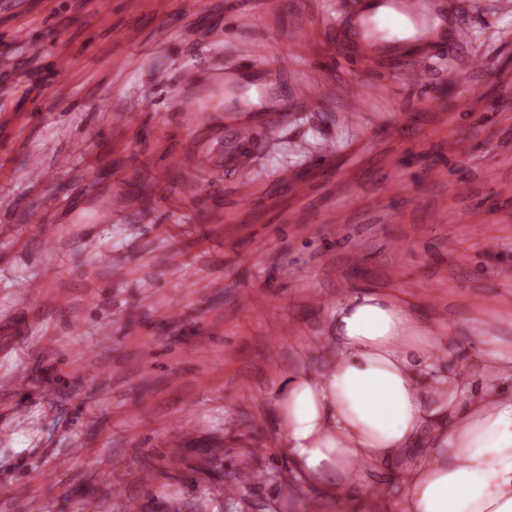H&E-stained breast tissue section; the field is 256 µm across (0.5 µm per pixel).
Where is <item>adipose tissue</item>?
<instances>
[{
    "mask_svg": "<svg viewBox=\"0 0 512 512\" xmlns=\"http://www.w3.org/2000/svg\"><path fill=\"white\" fill-rule=\"evenodd\" d=\"M473 341L480 374H443L444 337L404 299L379 288L347 299L332 361L285 384L292 466L346 512H369L360 487L390 471L399 494L389 512H512V342L485 322Z\"/></svg>",
    "mask_w": 512,
    "mask_h": 512,
    "instance_id": "ef3b65f1",
    "label": "adipose tissue"
}]
</instances>
